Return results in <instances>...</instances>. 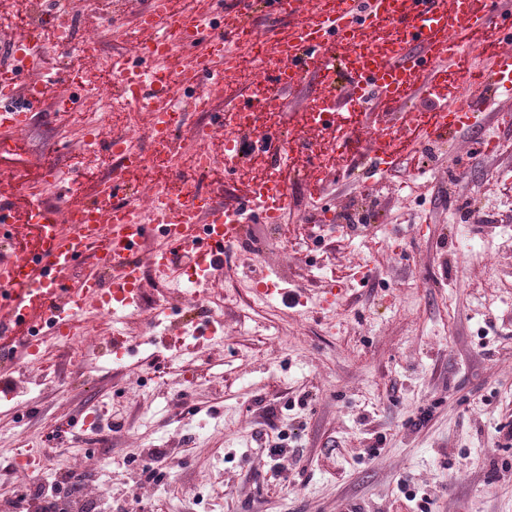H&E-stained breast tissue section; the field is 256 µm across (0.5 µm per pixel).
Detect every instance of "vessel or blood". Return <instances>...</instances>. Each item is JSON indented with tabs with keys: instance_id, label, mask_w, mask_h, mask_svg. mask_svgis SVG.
I'll list each match as a JSON object with an SVG mask.
<instances>
[{
	"instance_id": "vessel-or-blood-1",
	"label": "vessel or blood",
	"mask_w": 512,
	"mask_h": 512,
	"mask_svg": "<svg viewBox=\"0 0 512 512\" xmlns=\"http://www.w3.org/2000/svg\"><path fill=\"white\" fill-rule=\"evenodd\" d=\"M259 6L294 23L274 41L280 66L262 85L248 88L234 108L284 111L285 92L297 87L301 78L311 77L317 92L308 119L317 128L332 127L337 114L359 111L369 101L382 100L391 109L420 91L454 101L452 110H440L438 123L424 128L427 137L446 138L477 118L472 106L458 102L467 77L448 73V63L465 51L455 32L512 30V8L506 0H235L229 9L224 0H210L206 11L193 16L173 10L169 0H150L135 19L136 31L148 33V40L142 41L137 55L114 54L107 66L121 88L132 89L134 103L151 114L154 127H161L163 94L176 86L205 88L224 80L220 69L198 62L174 64L175 48L202 43L208 57L223 58L224 38L242 42L252 36L245 22ZM217 18L224 27L220 40L212 33ZM23 47V42L14 43L10 58L0 60V70L13 75L10 87L0 93V113L16 128L42 100L40 85L22 84L13 73L12 58ZM335 49L353 62L345 74L350 90L344 95L334 84ZM477 80L492 95L512 98V47L504 46L494 68ZM395 138L390 130L376 133V166L393 162ZM247 146L266 155L275 169L287 162L290 152L273 128ZM123 151V175L113 180L110 192L90 203L60 209L32 202L20 213L14 205V184L0 180V222L12 231L24 222L35 231V244L23 256H0V334L16 337L22 356L35 355L41 329L67 335L88 303L116 313L138 308L144 268L157 277L168 276L175 254L189 257L196 284L209 283L225 253L244 241L247 219L276 223L288 206L287 194L276 183L254 185L233 206L203 193L183 202L161 194L153 221L145 222L136 216L127 179L142 171L144 153L130 140ZM66 212L77 215V223L64 224ZM86 257L92 259L95 274L73 278L76 263Z\"/></svg>"
}]
</instances>
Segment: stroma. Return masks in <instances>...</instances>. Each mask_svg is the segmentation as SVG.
I'll return each mask as SVG.
<instances>
[{
	"label": "stroma",
	"mask_w": 512,
	"mask_h": 512,
	"mask_svg": "<svg viewBox=\"0 0 512 512\" xmlns=\"http://www.w3.org/2000/svg\"><path fill=\"white\" fill-rule=\"evenodd\" d=\"M71 2L80 27L108 31L84 60L95 76L126 50L146 0H126L119 21L108 0ZM73 71L72 56L52 48L26 69L28 81L62 80L0 156V175L25 197L60 207L92 201L113 176L107 151L81 149L82 118L101 101L98 81L75 88ZM311 91L288 92L279 119L298 144L294 166L280 170L283 221H249L208 286L223 307L173 302L189 281L179 263L171 279L145 275L140 309L115 324L122 350L107 341L73 352L49 335L39 367L12 371L13 391H0V499L17 495L8 469L23 445L38 449L50 484L70 474L86 442L80 419L99 409L87 484L110 486L112 512H512V192L498 190L512 183V125L488 113L440 142L415 136V161L386 172L392 195L346 177L364 156L346 121L305 125ZM58 92L78 94L81 117L56 111ZM328 145L344 165L326 167ZM192 149L183 140L166 174L147 166L138 184L182 178L234 203L215 179L221 138L207 144L213 173L194 175ZM49 166L71 185L44 184ZM367 203L379 223H347ZM323 210L343 224L321 225ZM287 224L313 235L285 237ZM268 269L305 304L259 299L254 280ZM331 281L344 295L326 308L318 290ZM204 324L212 335L195 338ZM277 443L283 454L267 457Z\"/></svg>",
	"instance_id": "35a3bbf8"
}]
</instances>
